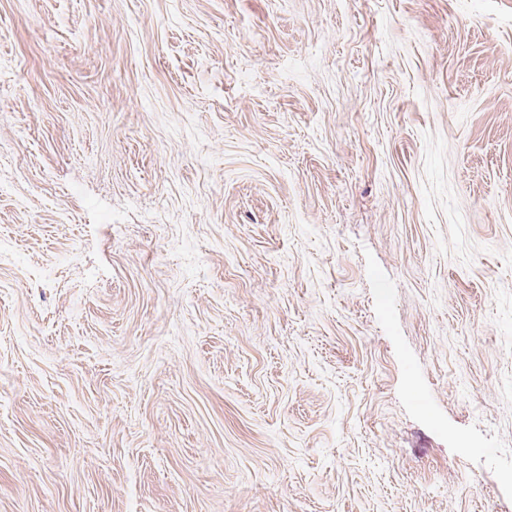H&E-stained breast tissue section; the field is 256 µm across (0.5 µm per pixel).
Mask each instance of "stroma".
<instances>
[{"label": "stroma", "mask_w": 512, "mask_h": 512, "mask_svg": "<svg viewBox=\"0 0 512 512\" xmlns=\"http://www.w3.org/2000/svg\"><path fill=\"white\" fill-rule=\"evenodd\" d=\"M512 498V0H0V512Z\"/></svg>", "instance_id": "1"}]
</instances>
